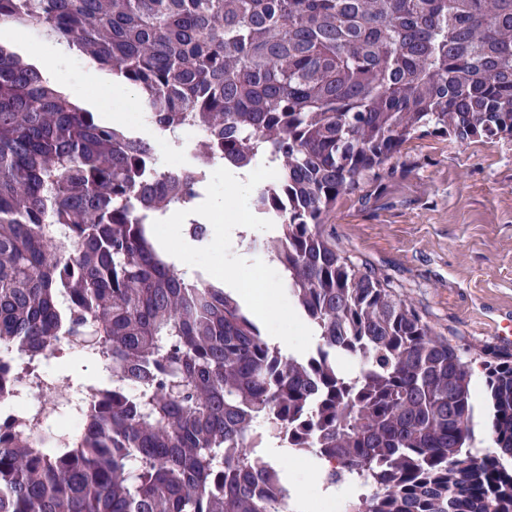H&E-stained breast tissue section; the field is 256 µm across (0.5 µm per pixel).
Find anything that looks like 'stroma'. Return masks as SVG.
<instances>
[{
    "label": "stroma",
    "instance_id": "35a3bbf8",
    "mask_svg": "<svg viewBox=\"0 0 512 512\" xmlns=\"http://www.w3.org/2000/svg\"><path fill=\"white\" fill-rule=\"evenodd\" d=\"M323 229L461 352H512L499 333L512 322V138L414 140Z\"/></svg>",
    "mask_w": 512,
    "mask_h": 512
}]
</instances>
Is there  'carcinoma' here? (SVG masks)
<instances>
[{
  "label": "carcinoma",
  "instance_id": "carcinoma-1",
  "mask_svg": "<svg viewBox=\"0 0 512 512\" xmlns=\"http://www.w3.org/2000/svg\"><path fill=\"white\" fill-rule=\"evenodd\" d=\"M1 21L54 33L158 130L190 116L206 141L154 178L152 141L0 42V348L68 336L86 382L112 371L78 435H0V512H280L264 449L290 431L286 447L335 464L327 483L377 487L350 512H512V353L463 356L323 232L413 140L512 137V0H0ZM217 162L274 169L250 206L278 225L263 252L318 336L304 358L148 233ZM477 362L499 449L482 456Z\"/></svg>",
  "mask_w": 512,
  "mask_h": 512
}]
</instances>
